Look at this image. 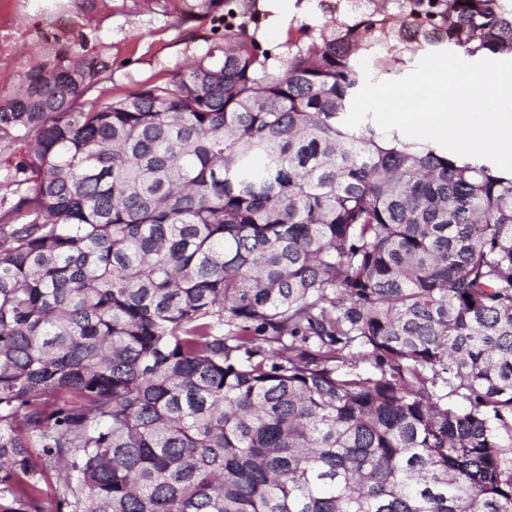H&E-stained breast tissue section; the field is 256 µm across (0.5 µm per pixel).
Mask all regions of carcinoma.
Here are the masks:
<instances>
[{
    "label": "carcinoma",
    "mask_w": 512,
    "mask_h": 512,
    "mask_svg": "<svg viewBox=\"0 0 512 512\" xmlns=\"http://www.w3.org/2000/svg\"><path fill=\"white\" fill-rule=\"evenodd\" d=\"M109 101L60 44L0 93V512H512V172L344 125L512 0H334Z\"/></svg>",
    "instance_id": "carcinoma-1"
}]
</instances>
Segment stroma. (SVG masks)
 I'll list each match as a JSON object with an SVG mask.
<instances>
[{
    "label": "stroma",
    "mask_w": 512,
    "mask_h": 512,
    "mask_svg": "<svg viewBox=\"0 0 512 512\" xmlns=\"http://www.w3.org/2000/svg\"><path fill=\"white\" fill-rule=\"evenodd\" d=\"M256 6L268 48L284 41L289 22L324 19L313 0H256ZM181 9L180 0H0V92L18 89L53 37L86 39L110 58L104 99L166 81L209 46L208 22L183 20Z\"/></svg>",
    "instance_id": "stroma-1"
}]
</instances>
